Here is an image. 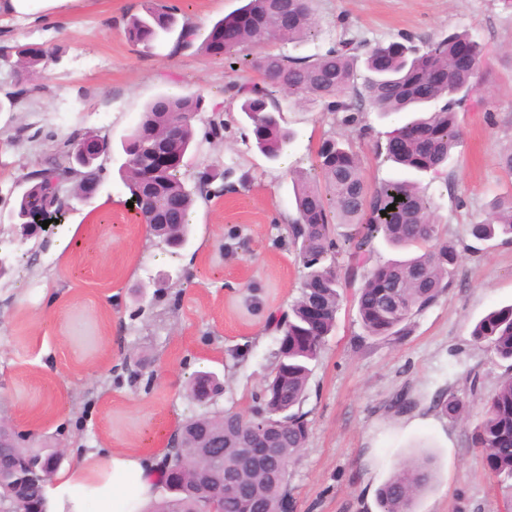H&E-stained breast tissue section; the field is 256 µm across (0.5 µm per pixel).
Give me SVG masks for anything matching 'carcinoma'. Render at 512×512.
<instances>
[{"instance_id": "carcinoma-1", "label": "carcinoma", "mask_w": 512, "mask_h": 512, "mask_svg": "<svg viewBox=\"0 0 512 512\" xmlns=\"http://www.w3.org/2000/svg\"><path fill=\"white\" fill-rule=\"evenodd\" d=\"M310 0H247L237 12L203 31L183 25L176 46L200 42V50L238 63V51L246 46L277 43L304 45L316 22ZM176 17L165 6L151 5L145 15L127 21L128 40L151 47L174 32ZM364 55L368 75L357 82L354 63ZM16 58L21 81L6 93L9 107L29 92L31 82L56 58L57 50L40 45L0 46V57ZM483 47L463 29L418 47L408 39L378 43L367 49L351 39H342L324 53L286 55L261 52L245 61L257 79L231 81L225 88L239 102L256 147L276 161L294 141L293 131L282 125L276 95L286 93L325 105L332 124L371 135L368 113L382 116L414 112L417 117L373 144L375 155L397 164L406 178L389 179L371 186L362 160L351 143L334 134L324 136L315 152L313 176L294 181L296 214L288 224V238L303 268L298 296L280 316L268 320L277 336L273 367L261 390L258 410L265 423L242 420L232 412H204L184 420L177 430L179 442L157 463L163 487L183 486L156 505L155 512H193L192 481L177 468L180 455L192 445L209 448L196 456L195 468L224 473L236 487L224 496V512H278L288 499V465L307 447L311 429L303 402L311 375V363L319 355L326 336L336 323L343 285L360 280L356 290L358 318L369 336L394 339L404 335L415 316L431 307L453 286L459 264L457 244L442 236L434 216L433 201L424 195L411 174H441L460 143L457 112L478 90ZM199 95L160 94L146 104L132 132L121 141L120 172L130 198L137 200L143 220L165 225L164 237L186 245L191 235L190 216L198 198L213 197L217 173L210 167L199 172L193 186L181 179L179 169L189 149L196 145L193 126L201 110ZM172 128V136H157ZM77 133L60 143L57 156L26 174L27 191L15 204L17 219L28 215L57 213L69 199L85 189L91 173L103 172L94 159L81 162L76 156ZM162 145L178 164L165 172H148L145 157ZM71 172L68 183L54 184L57 176ZM403 199L397 201L395 197ZM395 205L392 211L387 210ZM386 215H381V212ZM351 224L352 232L339 241L333 225ZM477 241L501 238L512 241V194L494 198L486 217L470 228ZM382 237L395 248H413L405 259L369 265L373 243ZM345 254L348 263H338ZM315 304L319 316L308 318ZM472 337L486 343L494 355L507 363L505 374L489 395L481 420L468 436L470 444L486 458L491 474L502 482L512 481V304L488 311L474 325ZM194 399L208 406L220 391V383L208 372L197 374L190 385ZM435 407L453 420L464 417L466 403L455 393L439 395ZM8 447L0 456V512L19 509L10 496L13 462H36L57 451L35 450L20 441L5 439ZM433 457H414L397 466L377 490L379 512H414L416 500L433 483Z\"/></svg>"}]
</instances>
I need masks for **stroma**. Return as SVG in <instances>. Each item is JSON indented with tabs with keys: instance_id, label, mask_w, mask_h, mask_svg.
<instances>
[{
	"instance_id": "stroma-1",
	"label": "stroma",
	"mask_w": 512,
	"mask_h": 512,
	"mask_svg": "<svg viewBox=\"0 0 512 512\" xmlns=\"http://www.w3.org/2000/svg\"><path fill=\"white\" fill-rule=\"evenodd\" d=\"M178 24L208 28L245 0H161ZM150 0H30L0 12V44L58 45L36 89L0 112V211L9 212L37 169L63 139L97 131L119 145L145 105L162 93L202 96L194 126L202 141L184 159L186 183L211 165L224 193L196 201L193 235L171 250L150 235L133 209L119 167L104 158L103 185L88 204L49 225L31 262L0 277V416L25 431L34 448L63 446L64 467L97 448L149 459L161 456L177 426L199 414L188 385L215 373L224 391L211 409L252 406L277 349L266 320L297 296L302 269L286 227L295 214L292 173L307 170L320 138L335 127L322 105L284 104L296 137L272 161L243 138L235 122L223 140L204 141L213 113L233 111L224 91L251 70L230 72L198 46L133 45L127 18ZM317 33L303 54L339 39L366 45L403 37L416 45L469 29L486 48L479 91L460 112L462 137L448 178L417 175L433 197L440 224L462 246L456 281L412 319L405 336L366 335L343 290L336 325L313 365L303 408L310 441L289 468V512H378L376 490L401 459L431 453L438 478L416 512H512V488L499 484L468 429L434 408L440 393L469 397L472 418L505 373L475 343L474 324L512 303V243H473L470 224L512 189L501 154L512 148V11L500 0H313ZM408 393L403 414L392 398Z\"/></svg>"
}]
</instances>
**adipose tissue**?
<instances>
[{"instance_id": "ef3b65f1", "label": "adipose tissue", "mask_w": 512, "mask_h": 512, "mask_svg": "<svg viewBox=\"0 0 512 512\" xmlns=\"http://www.w3.org/2000/svg\"><path fill=\"white\" fill-rule=\"evenodd\" d=\"M159 481L147 459L91 452L47 484V512H92V502L94 512H149Z\"/></svg>"}]
</instances>
